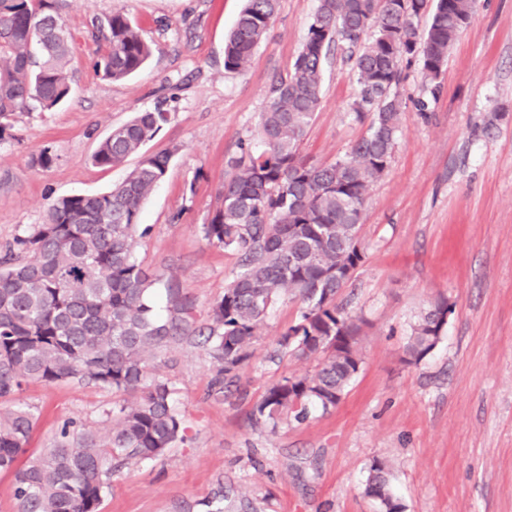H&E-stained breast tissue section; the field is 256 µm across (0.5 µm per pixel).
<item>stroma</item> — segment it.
Segmentation results:
<instances>
[{
	"mask_svg": "<svg viewBox=\"0 0 512 512\" xmlns=\"http://www.w3.org/2000/svg\"><path fill=\"white\" fill-rule=\"evenodd\" d=\"M74 37L73 95L52 112H20L0 140V250L49 203L108 191L135 168L104 169L91 156L112 127L163 106L168 120L147 144L177 147L164 180L144 204L135 257L194 303L207 323L237 257L201 232L240 140L257 137L273 80L286 74L317 0H280L267 39L247 70L224 69V40L243 0H59ZM128 14L152 44L137 75L103 79L93 61L105 45L96 23ZM336 50L320 106L301 145L330 163L366 129L352 104L356 82ZM431 89L419 62L403 71L400 133L385 173L368 190L360 237L365 260L340 300L363 318V364L341 403L311 408L277 428L250 413L268 386L313 372L317 361L278 355L283 329L301 303L284 299L259 328L253 358L230 391L212 386L203 348L183 343L151 360L168 380L185 442L123 468L102 512H208L218 486L231 488L224 512H375L364 494L368 467L385 461L405 512H512V0H478ZM428 102L418 111L414 100ZM54 157L50 168L35 159ZM451 311L437 346L405 361L416 315L438 298ZM37 413L30 455L50 447L64 422L93 429L110 389L29 383L20 396Z\"/></svg>",
	"mask_w": 512,
	"mask_h": 512,
	"instance_id": "35a3bbf8",
	"label": "stroma"
}]
</instances>
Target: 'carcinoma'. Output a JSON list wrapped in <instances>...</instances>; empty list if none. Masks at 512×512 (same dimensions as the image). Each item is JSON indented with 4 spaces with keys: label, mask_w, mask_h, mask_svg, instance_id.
Masks as SVG:
<instances>
[{
    "label": "carcinoma",
    "mask_w": 512,
    "mask_h": 512,
    "mask_svg": "<svg viewBox=\"0 0 512 512\" xmlns=\"http://www.w3.org/2000/svg\"><path fill=\"white\" fill-rule=\"evenodd\" d=\"M279 0H245L224 45V70L241 73L265 41ZM476 0H318L290 70L276 78L260 116L261 145L242 143L230 158L221 203L204 239L239 257L210 322L194 321V304L166 288L165 313L155 297L159 278L137 261L133 244L142 206L166 176L174 149L141 153L166 121L157 106L112 128L91 157L114 168L136 153L139 164L110 190L67 195L48 206L0 255V474L12 477L15 512H100L112 476L153 460L183 440L169 383L148 361L183 340L205 348L218 392L230 388L253 357L259 326L286 296L304 307L281 334V352L319 359L311 375L273 382L251 412L276 428L282 415L306 418L308 408H335L360 371L361 327L337 302L364 260L362 210L370 185L387 169L399 131L403 64L419 59L436 79L449 47L475 11ZM107 43L95 68L121 81L153 53L129 17L115 12L98 25ZM72 35L58 0H0V140L18 112H51L72 95ZM353 62V111L367 132L345 157L314 161L299 146L315 113L332 48ZM440 298L421 312L406 345L417 363L435 347L448 314ZM31 381L76 382L112 390L106 419L93 429L63 424L53 446L23 460L36 414L18 396ZM365 494L384 512H404L393 498L386 466L369 468Z\"/></svg>",
    "instance_id": "1"
}]
</instances>
